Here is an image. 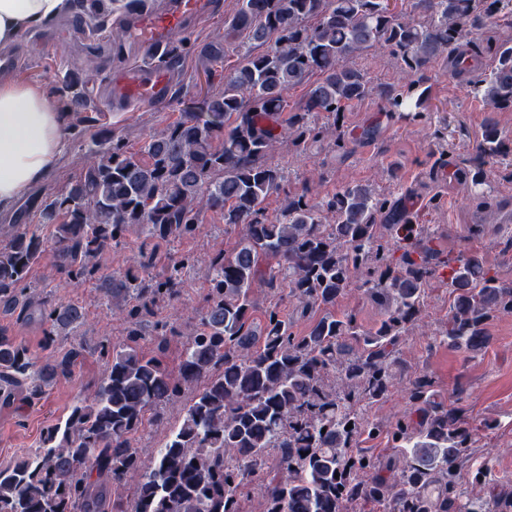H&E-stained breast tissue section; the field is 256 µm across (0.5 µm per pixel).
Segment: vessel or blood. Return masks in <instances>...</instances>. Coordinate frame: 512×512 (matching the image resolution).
Returning <instances> with one entry per match:
<instances>
[{"instance_id": "vessel-or-blood-1", "label": "vessel or blood", "mask_w": 512, "mask_h": 512, "mask_svg": "<svg viewBox=\"0 0 512 512\" xmlns=\"http://www.w3.org/2000/svg\"><path fill=\"white\" fill-rule=\"evenodd\" d=\"M211 13L210 0H169L161 10L144 11L130 18L132 42L145 53L166 43L172 34ZM173 74L164 66L131 65L114 72L106 98L108 106H158L169 100Z\"/></svg>"}]
</instances>
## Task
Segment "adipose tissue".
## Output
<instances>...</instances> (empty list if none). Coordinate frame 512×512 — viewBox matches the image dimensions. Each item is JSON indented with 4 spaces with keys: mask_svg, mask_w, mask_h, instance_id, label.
I'll use <instances>...</instances> for the list:
<instances>
[{
    "mask_svg": "<svg viewBox=\"0 0 512 512\" xmlns=\"http://www.w3.org/2000/svg\"><path fill=\"white\" fill-rule=\"evenodd\" d=\"M70 8L71 0H0V51ZM71 120L48 90L0 77V207L17 200L67 149Z\"/></svg>",
    "mask_w": 512,
    "mask_h": 512,
    "instance_id": "ef3b65f1",
    "label": "adipose tissue"
}]
</instances>
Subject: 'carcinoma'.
<instances>
[{"mask_svg":"<svg viewBox=\"0 0 512 512\" xmlns=\"http://www.w3.org/2000/svg\"><path fill=\"white\" fill-rule=\"evenodd\" d=\"M409 2L410 11L398 13L389 0H238L230 31L268 50L225 74L205 112L181 113L137 155L62 82L72 129L81 138L96 128L95 149L74 185L40 203L39 223L54 225L52 238L24 224L0 247V304L30 306L28 276L49 248L59 273L83 282L98 272L95 258L132 228L147 244L175 240L194 234L210 209L222 211L241 238L230 253L175 258L154 276L152 248L109 278L105 298L124 303L126 338L100 349L105 376L47 430L43 450L0 469V512H244L252 490L262 493L264 512H512V482L494 479L486 465L467 468L475 438L495 424L468 417L463 390L443 398L427 371L412 372L403 359L431 280L443 279L453 297L441 340L471 358L488 345L485 323L512 313V282L476 252L441 249L434 229L416 223L405 203L412 191L401 186L377 192L356 183L319 201L288 192L279 216L266 214L284 181L283 168L268 160L275 144L306 151L332 135L337 150L353 151L343 115L372 87L350 60L369 48L387 51L407 77L377 90L387 112L430 119L425 83L441 57L490 111L512 109V36L474 39L512 14V0ZM182 59L174 41L160 56L172 70ZM315 72L320 79L303 106L280 123L288 91ZM491 161L511 167L512 141L489 123L468 166L456 172L487 209ZM198 270L209 283L207 304L174 374L143 349V326L152 305L175 297ZM258 284L287 292L303 315H321L298 335L270 306L259 331ZM351 286L380 310L375 328L336 310ZM36 312L53 329L84 322L72 303H45ZM170 332L153 323L154 350L164 349ZM79 356L67 351L51 374L71 375ZM45 380L26 347L0 331V401L19 393L38 400ZM403 382L410 408L387 422L369 418L367 408ZM198 384L164 446L142 461L136 435ZM380 438L387 456L361 447Z\"/></svg>","mask_w":512,"mask_h":512,"instance_id":"carcinoma-1","label":"carcinoma"}]
</instances>
